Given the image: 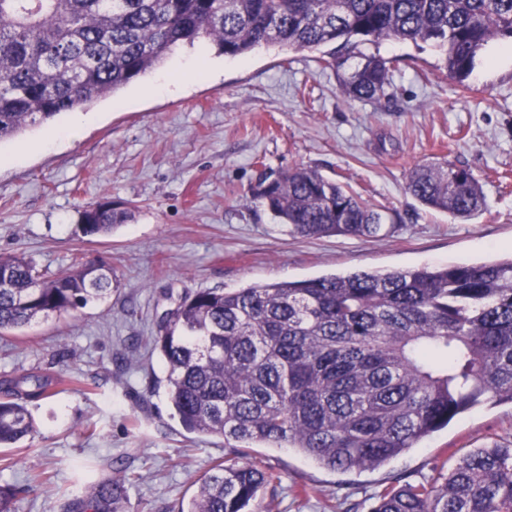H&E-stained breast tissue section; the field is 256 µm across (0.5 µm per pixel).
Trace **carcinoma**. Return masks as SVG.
<instances>
[{
  "mask_svg": "<svg viewBox=\"0 0 512 512\" xmlns=\"http://www.w3.org/2000/svg\"><path fill=\"white\" fill-rule=\"evenodd\" d=\"M206 41L238 57L265 48L320 50L341 92L378 101L392 61L361 41L441 51L448 78L468 80L492 45L512 48V0H0V143L83 110ZM424 207L468 220L485 209L471 171L447 160L411 169ZM254 198L304 237H384L397 217L317 170L264 172ZM110 200L86 207L80 231L104 236L131 217ZM103 261L39 273L0 255V335L112 294ZM183 429L224 438L180 512H251L279 477L247 449L295 448L343 472L377 468L482 404H512V257L482 264L358 271L184 297L151 337ZM0 447L33 442L27 402L44 387L4 389ZM125 485L95 483L65 512H121ZM368 512H512V447L475 448L441 482L391 484Z\"/></svg>",
  "mask_w": 512,
  "mask_h": 512,
  "instance_id": "carcinoma-1",
  "label": "carcinoma"
}]
</instances>
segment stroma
<instances>
[{
    "mask_svg": "<svg viewBox=\"0 0 512 512\" xmlns=\"http://www.w3.org/2000/svg\"><path fill=\"white\" fill-rule=\"evenodd\" d=\"M394 62L387 97L350 99L336 73L308 50L259 48L241 59L208 50L211 73L183 80L196 49L176 50L162 71L94 103L77 139L9 157L43 128L0 144V253L49 272L77 262L112 267L105 301L50 315L0 337V382L44 385L28 407L38 433L28 449H0V484L19 487L13 512H63L64 494L90 480L124 479L121 512H180L222 439L190 434L172 415L166 371L149 338L187 294L320 277L489 262L512 255V61L479 63L459 89L426 44L362 43ZM447 159L482 185L485 210L462 221L422 206L406 190L410 170ZM316 169L376 206L396 211L383 239L306 238L277 223L250 188L259 171ZM134 207L113 233L81 237L80 211L102 200ZM512 443V405H482L384 465L323 468L291 448H253L280 475L260 512H367L393 482H429L472 448ZM307 487L308 496L297 495Z\"/></svg>",
    "mask_w": 512,
    "mask_h": 512,
    "instance_id": "obj_1",
    "label": "stroma"
}]
</instances>
